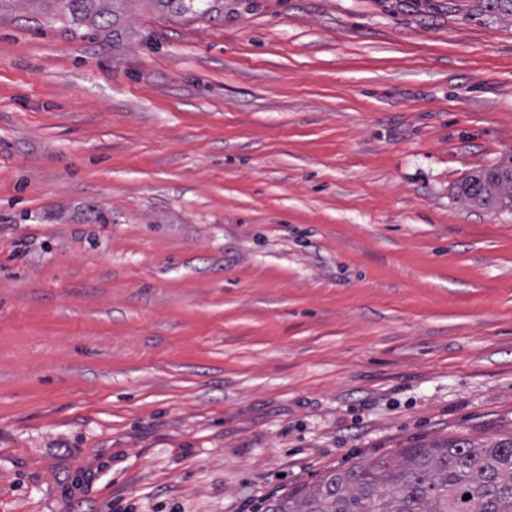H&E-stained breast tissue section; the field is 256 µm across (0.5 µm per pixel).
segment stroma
<instances>
[{
	"label": "stroma",
	"instance_id": "stroma-1",
	"mask_svg": "<svg viewBox=\"0 0 512 512\" xmlns=\"http://www.w3.org/2000/svg\"><path fill=\"white\" fill-rule=\"evenodd\" d=\"M0 13V512H264L512 437V23L473 0ZM136 0H0V11L15 2L30 7L32 15L47 21H60L79 30L83 27L94 32H105L112 27V37L122 33L121 22L127 7ZM42 22V21H41ZM161 16L211 19L224 16V0H149ZM457 193L481 208L512 211V160L472 173Z\"/></svg>",
	"mask_w": 512,
	"mask_h": 512
}]
</instances>
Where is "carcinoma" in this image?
I'll return each instance as SVG.
<instances>
[{
  "mask_svg": "<svg viewBox=\"0 0 512 512\" xmlns=\"http://www.w3.org/2000/svg\"><path fill=\"white\" fill-rule=\"evenodd\" d=\"M16 2L37 18L75 30L110 29L115 38L134 0H0V11ZM148 2L169 18L224 17V0ZM475 2L479 12L512 19V0ZM457 193L481 208L512 211V160L472 173ZM265 512H512V438H455L328 469L313 484L268 500Z\"/></svg>",
  "mask_w": 512,
  "mask_h": 512,
  "instance_id": "carcinoma-1",
  "label": "carcinoma"
}]
</instances>
